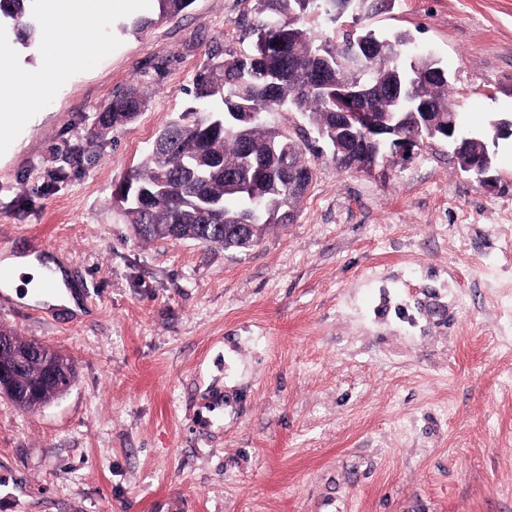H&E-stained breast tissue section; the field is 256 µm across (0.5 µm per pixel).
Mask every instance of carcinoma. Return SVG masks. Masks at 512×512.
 <instances>
[{
	"instance_id": "cac0c4a2",
	"label": "carcinoma",
	"mask_w": 512,
	"mask_h": 512,
	"mask_svg": "<svg viewBox=\"0 0 512 512\" xmlns=\"http://www.w3.org/2000/svg\"><path fill=\"white\" fill-rule=\"evenodd\" d=\"M36 0H0V29L12 26L23 46L39 39L32 16ZM158 17L178 15L188 0H156ZM395 0H255L249 34L250 52L237 55L219 46L194 80L191 105L157 135L151 150L127 180L165 192L149 209L124 208V216L144 239L198 237L226 250L242 248L235 225L285 224L305 193L276 171V155L286 153L297 172L311 175L301 145L271 124L284 109L301 113L325 143L336 147L333 91L341 82L361 90L356 107L380 112L405 133L416 126L419 103L427 101L441 120L448 119V82L430 79L439 62L409 48L411 39L397 34L380 39L360 26L362 20L393 9ZM349 16L352 27L334 29ZM278 36L284 48L266 52L267 38ZM147 95L137 86L112 99L102 114L100 133L133 121ZM236 112H250L242 122ZM273 169L260 201L227 187L226 173L245 178L256 167ZM60 376L34 399L19 392L14 403L30 409L60 395Z\"/></svg>"
}]
</instances>
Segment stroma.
Segmentation results:
<instances>
[{
  "instance_id": "1",
  "label": "stroma",
  "mask_w": 512,
  "mask_h": 512,
  "mask_svg": "<svg viewBox=\"0 0 512 512\" xmlns=\"http://www.w3.org/2000/svg\"><path fill=\"white\" fill-rule=\"evenodd\" d=\"M254 0H192L67 73L0 155V257L42 239L81 314L0 309L70 356L38 410L0 397V512H512V136L495 191L432 140L340 168L304 116L313 180L255 246L140 238L113 192L185 110L207 50L246 53ZM438 60L464 134L512 120V0H396L365 22ZM139 117L95 138L130 86Z\"/></svg>"
}]
</instances>
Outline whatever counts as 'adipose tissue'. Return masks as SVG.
I'll return each mask as SVG.
<instances>
[{"label":"adipose tissue","instance_id":"obj_1","mask_svg":"<svg viewBox=\"0 0 512 512\" xmlns=\"http://www.w3.org/2000/svg\"><path fill=\"white\" fill-rule=\"evenodd\" d=\"M113 13V0H44L42 36L45 57L42 67L23 73L16 69L10 57L0 54V78L7 88L0 89V104L6 111L30 117L51 95L56 82L67 72L91 69L105 54L107 43L91 38L94 29L106 27ZM15 272L6 292L16 295L18 289L35 292L40 301L54 307L76 310V298L68 291L62 272L53 271L47 257L15 254L4 259ZM53 271V281H46V271Z\"/></svg>","mask_w":512,"mask_h":512}]
</instances>
